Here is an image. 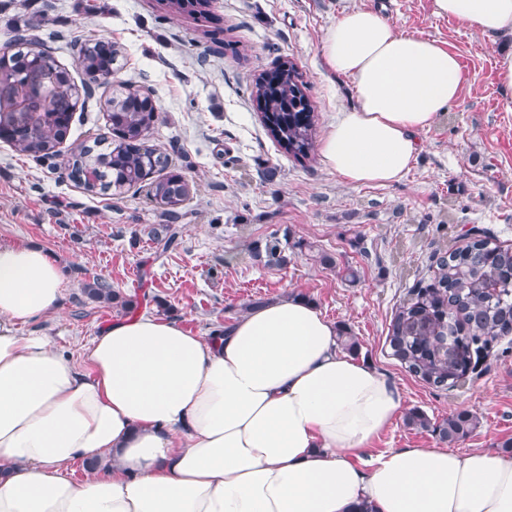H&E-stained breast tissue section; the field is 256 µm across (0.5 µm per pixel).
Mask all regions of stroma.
<instances>
[{
	"label": "stroma",
	"instance_id": "obj_1",
	"mask_svg": "<svg viewBox=\"0 0 512 512\" xmlns=\"http://www.w3.org/2000/svg\"><path fill=\"white\" fill-rule=\"evenodd\" d=\"M347 4L436 40L461 65L460 97L419 133L422 148L403 179L385 186L350 185L319 157H288L251 96L255 75L289 59L307 83L319 131L354 107L349 79L328 70L321 48ZM211 11V21L199 22L166 12L158 0H0V46L15 26L37 24L45 49L74 82L84 79L81 42L122 48L108 84L77 105L62 152L105 133V98L133 81L158 110L146 146L166 153L170 169L196 187L182 206L181 243L165 251L150 235L164 208L150 197L149 182L120 198L92 195L68 178L61 159L21 156L0 140V243L41 245L65 276L60 313L35 329L80 351L119 316L84 294L96 277L138 311L167 303L165 318L204 336L251 300H273L292 287L357 338L359 358L396 383L404 411L435 424L461 411L478 418L455 452H503L512 442V336L473 355L465 376L445 387L411 375L387 336L396 309L429 283L437 258L474 236L512 245V91L500 85L496 67L512 38L491 39L436 16L431 0H213ZM283 234L330 253L335 268L306 253L284 269L253 260V244ZM348 266L356 282L344 279ZM441 445L435 433L399 418L371 450Z\"/></svg>",
	"mask_w": 512,
	"mask_h": 512
}]
</instances>
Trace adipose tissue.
I'll return each mask as SVG.
<instances>
[{
    "mask_svg": "<svg viewBox=\"0 0 512 512\" xmlns=\"http://www.w3.org/2000/svg\"><path fill=\"white\" fill-rule=\"evenodd\" d=\"M436 15L512 36V0H432ZM357 105L319 144L352 185L401 180L461 94L458 57L347 6L322 42ZM50 253L0 244V512H512V457L441 448L369 454L403 410L397 385L341 350L291 294L223 336L147 313L113 319L79 356L32 324L61 310ZM97 462L83 480L66 463Z\"/></svg>",
    "mask_w": 512,
    "mask_h": 512,
    "instance_id": "1",
    "label": "adipose tissue"
}]
</instances>
